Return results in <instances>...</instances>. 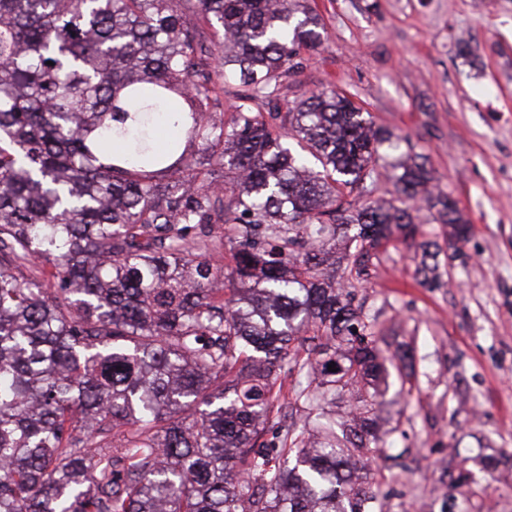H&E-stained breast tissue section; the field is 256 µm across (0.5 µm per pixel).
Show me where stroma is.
<instances>
[{"label": "stroma", "mask_w": 512, "mask_h": 512, "mask_svg": "<svg viewBox=\"0 0 512 512\" xmlns=\"http://www.w3.org/2000/svg\"><path fill=\"white\" fill-rule=\"evenodd\" d=\"M322 45L288 96L352 97L428 159L470 222L459 245L425 202L442 252L423 284L418 241L380 247L355 304L390 347L410 345L411 395L390 375L373 449L382 512H512V0H307ZM422 239V240H423Z\"/></svg>", "instance_id": "stroma-1"}]
</instances>
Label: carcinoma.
Returning <instances> with one entry per match:
<instances>
[{
  "instance_id": "obj_1",
  "label": "carcinoma",
  "mask_w": 512,
  "mask_h": 512,
  "mask_svg": "<svg viewBox=\"0 0 512 512\" xmlns=\"http://www.w3.org/2000/svg\"><path fill=\"white\" fill-rule=\"evenodd\" d=\"M183 2L0 0V512H372L384 338L332 272L422 233L361 203L381 169L469 221L345 94L276 105L322 44L302 0Z\"/></svg>"
}]
</instances>
